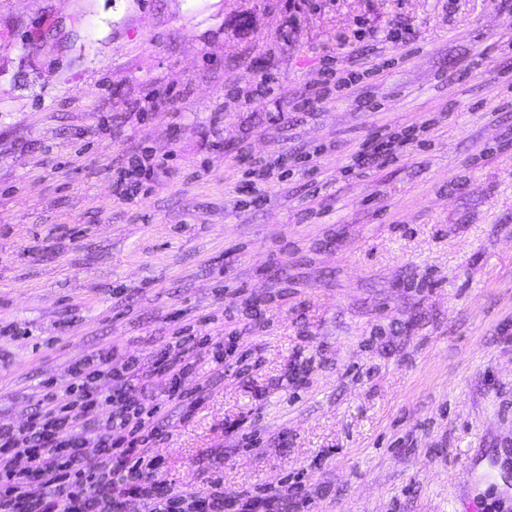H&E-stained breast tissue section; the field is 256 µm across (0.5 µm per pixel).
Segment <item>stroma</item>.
Returning <instances> with one entry per match:
<instances>
[{
    "instance_id": "obj_1",
    "label": "stroma",
    "mask_w": 512,
    "mask_h": 512,
    "mask_svg": "<svg viewBox=\"0 0 512 512\" xmlns=\"http://www.w3.org/2000/svg\"><path fill=\"white\" fill-rule=\"evenodd\" d=\"M382 129L411 142L356 167ZM179 327L237 350L184 373L189 411L132 384L170 490L512 488V0H0V424Z\"/></svg>"
}]
</instances>
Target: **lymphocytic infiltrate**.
Segmentation results:
<instances>
[{
	"label": "lymphocytic infiltrate",
	"instance_id": "lymphocytic-infiltrate-1",
	"mask_svg": "<svg viewBox=\"0 0 512 512\" xmlns=\"http://www.w3.org/2000/svg\"><path fill=\"white\" fill-rule=\"evenodd\" d=\"M191 337L168 346L153 363L171 382L168 399L186 404L178 379L191 366ZM144 373L132 357L122 370L112 368L109 349L77 360L67 396L44 394L26 424L0 426V512H127L139 499L145 512H224L222 492L167 490L161 461L147 448L165 432L146 420L143 403L131 384ZM110 378L109 391L98 382ZM108 411L107 429H99V411ZM96 464H83L86 456Z\"/></svg>",
	"mask_w": 512,
	"mask_h": 512
}]
</instances>
